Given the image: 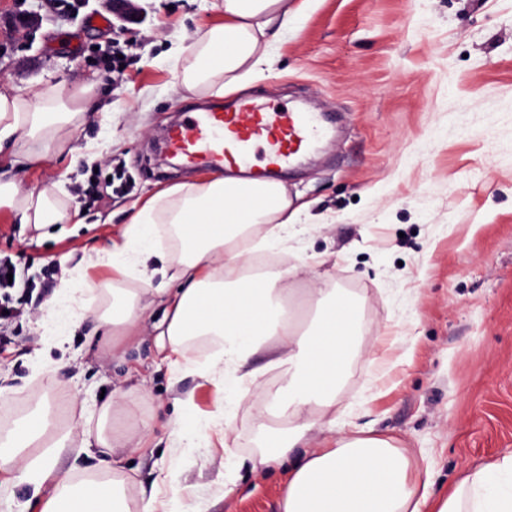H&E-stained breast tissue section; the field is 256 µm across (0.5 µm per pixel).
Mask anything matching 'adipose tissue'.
<instances>
[{"mask_svg":"<svg viewBox=\"0 0 512 512\" xmlns=\"http://www.w3.org/2000/svg\"><path fill=\"white\" fill-rule=\"evenodd\" d=\"M221 23L197 28L190 45L176 46L177 76L190 91L224 95L272 72V45L300 11L295 0H220ZM98 83L61 80L29 93L0 87V164L6 146L25 145L27 160L40 162L63 151L62 132L83 124ZM14 212L22 224H65L67 205L53 189L26 191L13 180H0V208ZM300 208L284 184L214 175L182 184L150 199L130 217L120 240L67 269L53 299L42 311L44 323L80 326L97 317L113 335L136 332L143 310L157 305L165 315L154 326L155 345L174 375L191 373L202 381L233 391L231 405L203 422L185 416L169 422L172 453L210 441L230 427L233 409L256 396L262 408L257 429L265 435L259 465L282 460L292 467L283 512H423L431 471H422L389 439L354 431L321 448L304 449L310 431H325L348 362L359 354L355 336L361 308L353 297L318 288L309 325L297 323L284 303V283L302 268L291 264L276 273L247 274L246 239L268 250L296 233ZM173 225L178 247L170 256L171 287H154L151 267L158 255L159 227ZM115 275L112 300L94 308L84 300L93 290L89 270ZM133 287H125V280ZM207 336L218 343L208 362H197L191 340ZM275 340L267 366L282 384L267 393L249 360ZM286 422L272 430V420ZM49 405L26 415L9 433L10 448L0 451V474L45 494L42 512H163L155 495L136 492L120 473L75 480L61 465L67 434L54 433ZM433 512H512V454L464 471Z\"/></svg>","mask_w":512,"mask_h":512,"instance_id":"ef3b65f1","label":"adipose tissue"}]
</instances>
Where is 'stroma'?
Instances as JSON below:
<instances>
[{
    "label": "stroma",
    "mask_w": 512,
    "mask_h": 512,
    "mask_svg": "<svg viewBox=\"0 0 512 512\" xmlns=\"http://www.w3.org/2000/svg\"><path fill=\"white\" fill-rule=\"evenodd\" d=\"M213 0H140L141 23L98 29L101 0H0V86L35 90L56 76L98 77L90 117L62 152L40 166L0 169L23 188L58 183L78 224H20L0 209V258L16 266L13 298L45 306L66 268L121 236L130 215L177 184L202 181L157 150L182 107L211 99L187 92L165 57L203 23L220 22ZM39 11V28L16 33V9ZM126 46L123 80L108 79L115 43ZM270 76L250 94L342 118L327 140L282 181L307 207L288 243L304 260L290 302L308 307L312 288H336L362 306V342L376 357L344 369L331 415L337 431L372 430L430 466V499L447 494L461 467L512 452V0H306L273 45ZM102 161L87 164L86 144ZM102 178L90 189L93 175ZM0 435L42 399L61 416L95 418L102 393L138 400L137 421L119 423L143 447L116 451L135 488L174 471L203 512H282L287 465L217 475L224 450L259 456L258 398L234 412L224 445L200 443L172 458L164 427L182 403L206 419L221 388L193 375L173 381L151 336L111 338L86 320L48 344L39 314L0 324Z\"/></svg>",
    "instance_id": "35a3bbf8"
}]
</instances>
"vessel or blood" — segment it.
Instances as JSON below:
<instances>
[{
    "label": "vessel or blood",
    "instance_id": "1",
    "mask_svg": "<svg viewBox=\"0 0 512 512\" xmlns=\"http://www.w3.org/2000/svg\"><path fill=\"white\" fill-rule=\"evenodd\" d=\"M327 134L323 115L240 98L184 112L167 131V147L185 167L268 177L287 168Z\"/></svg>",
    "mask_w": 512,
    "mask_h": 512
}]
</instances>
